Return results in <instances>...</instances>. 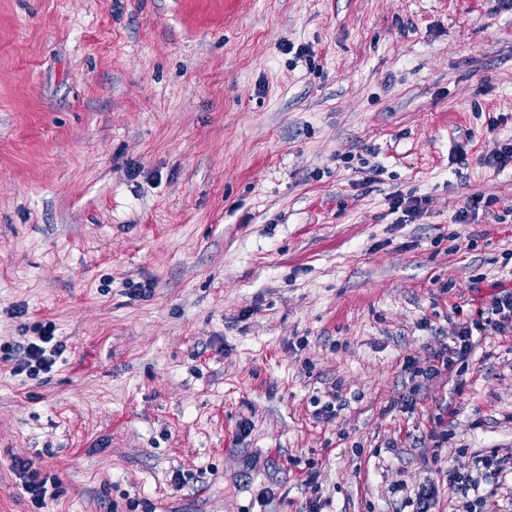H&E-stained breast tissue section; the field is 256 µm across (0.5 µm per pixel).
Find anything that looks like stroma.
<instances>
[{"label":"stroma","instance_id":"stroma-1","mask_svg":"<svg viewBox=\"0 0 512 512\" xmlns=\"http://www.w3.org/2000/svg\"><path fill=\"white\" fill-rule=\"evenodd\" d=\"M493 140L512 0H0V512H408L432 458L512 455V334L389 408L512 290ZM46 322L62 358L13 374ZM406 196L407 197L402 194L394 195L391 201V208H393L394 212L401 210L404 214L403 218H410L404 219V221L410 220V222H412L413 219L416 220L424 213L426 200L417 196ZM493 199L484 197L482 194H474L467 199L464 206L455 215V223L470 224L479 211H484V208L489 207L493 203ZM16 475L23 481V487L30 494L34 506L38 509L43 508L48 493V483L50 487L56 486L55 477L48 474H42L41 470L35 467L32 460L16 458L12 466Z\"/></svg>","mask_w":512,"mask_h":512}]
</instances>
